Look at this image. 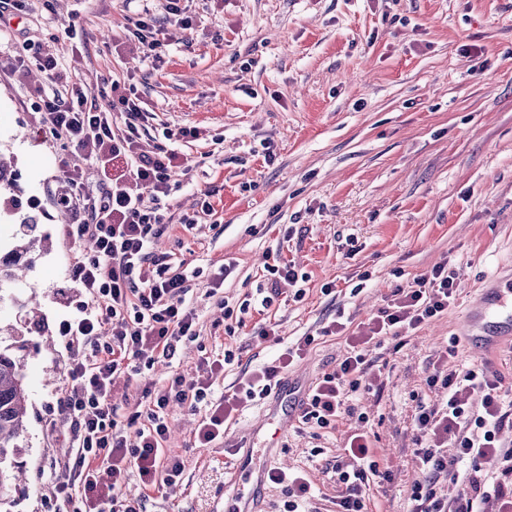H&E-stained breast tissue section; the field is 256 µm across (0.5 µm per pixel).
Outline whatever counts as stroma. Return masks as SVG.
I'll list each match as a JSON object with an SVG mask.
<instances>
[{
  "instance_id": "stroma-1",
  "label": "stroma",
  "mask_w": 512,
  "mask_h": 512,
  "mask_svg": "<svg viewBox=\"0 0 512 512\" xmlns=\"http://www.w3.org/2000/svg\"><path fill=\"white\" fill-rule=\"evenodd\" d=\"M162 4L29 0L24 11L0 16V55L43 42L89 90L107 79L133 84L155 115L148 138L198 131L179 145L182 167L161 200L175 224L156 244L190 272L186 300L198 334L147 378L192 377L202 359L233 350L234 362L212 378L215 401L243 371L275 364L282 346L314 342L280 387L226 422L208 446L195 443L204 411L173 408L168 446L183 465L180 482L147 489L131 471L123 491L141 512H224L237 492L238 451L251 448L267 467L305 473L314 491L309 512H336L332 467L361 428L389 475L369 481L368 512H409L422 477L413 419L419 403L444 397L426 384L434 366L484 363L512 386V342L446 353L482 290L512 273V0H189L196 26L167 25L169 48L149 61L130 28L144 7L158 12ZM51 86L44 73L0 65V156L10 163L0 196L20 202L0 211V237L31 217L52 243L35 253L31 271L50 332L32 337L26 352L30 410L16 457L26 491L10 512H54L48 469L71 453L67 434L51 426V400L68 384L59 325L85 297L67 269L88 246L67 237L51 200L62 183L54 163L60 145L39 135L41 115L31 106L35 90ZM183 216L195 219L193 229L180 224ZM276 259L307 274L304 297L282 286L271 306L229 325L225 307L266 283ZM227 263L234 269L224 278ZM443 263L456 273L454 303L400 348L373 349L383 387L357 394L356 415L317 435L298 417L281 422L344 356L348 333L396 286ZM340 314L345 331L322 335ZM268 324L277 325L282 346L259 337Z\"/></svg>"
}]
</instances>
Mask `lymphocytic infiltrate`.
<instances>
[{
    "mask_svg": "<svg viewBox=\"0 0 512 512\" xmlns=\"http://www.w3.org/2000/svg\"><path fill=\"white\" fill-rule=\"evenodd\" d=\"M180 2L166 0L165 17L146 9L134 20L131 35L145 56L159 58L166 45L165 21L192 27ZM30 66L59 83L52 91H38L35 104L43 133L66 147L56 164L69 177L55 192L58 206L73 217L66 233L94 243L92 253L69 266L71 280L88 300L59 327L67 338L69 383L57 400L54 425L67 431L74 453L53 466L56 512H140L120 490L126 469H137L148 487L178 483L182 466L164 448L169 412L175 406L196 410L211 387L209 380L180 375L162 385L142 379L145 369L173 358L182 340L197 335L184 275L174 271L169 254L151 249L170 227L160 200L177 165L174 144L196 138L197 132L170 129L163 141L145 146L151 114L133 88L115 81L91 92L71 84L54 55L39 44L24 47L10 61L14 70ZM118 159L125 160L128 172L114 177L109 167ZM90 170L95 179H87ZM455 291V274L444 265L395 288L368 331L350 337L348 355L302 401V424L326 429L353 414L350 400L366 385L375 338L397 340L438 317ZM295 354L286 349L278 364L242 373L233 391L212 403L199 443L214 441L226 420L280 386ZM120 375L141 384L138 410L123 419L112 404ZM501 382L497 372L482 365L452 372L438 366L428 376V386L443 388L446 400L420 407L414 418V456L423 478L412 487L410 512H512V445L500 437L504 428H512V401H505ZM489 458L500 464L491 484L481 473L482 461ZM334 471L340 488L336 512H366L363 488L380 474L367 435L349 437ZM448 483L459 488L455 498L442 491Z\"/></svg>",
    "mask_w": 512,
    "mask_h": 512,
    "instance_id": "obj_1",
    "label": "lymphocytic infiltrate"
}]
</instances>
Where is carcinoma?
I'll return each instance as SVG.
<instances>
[{
  "label": "carcinoma",
  "instance_id": "cac0c4a2",
  "mask_svg": "<svg viewBox=\"0 0 512 512\" xmlns=\"http://www.w3.org/2000/svg\"><path fill=\"white\" fill-rule=\"evenodd\" d=\"M51 248L48 237L37 234V225L24 222L5 244L0 243V300L3 292L19 280V272L32 268V253ZM26 331L0 325V505L22 491L21 472L15 455L27 430L29 395L24 383L25 334L46 333L38 312L24 322Z\"/></svg>",
  "mask_w": 512,
  "mask_h": 512
}]
</instances>
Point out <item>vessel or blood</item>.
<instances>
[{"label":"vessel or blood","mask_w":512,"mask_h":512,"mask_svg":"<svg viewBox=\"0 0 512 512\" xmlns=\"http://www.w3.org/2000/svg\"><path fill=\"white\" fill-rule=\"evenodd\" d=\"M469 339L490 347L512 333V282L482 293L467 319Z\"/></svg>","instance_id":"obj_1"}]
</instances>
